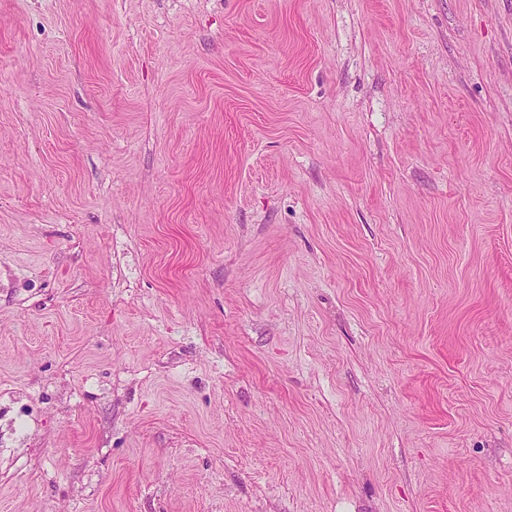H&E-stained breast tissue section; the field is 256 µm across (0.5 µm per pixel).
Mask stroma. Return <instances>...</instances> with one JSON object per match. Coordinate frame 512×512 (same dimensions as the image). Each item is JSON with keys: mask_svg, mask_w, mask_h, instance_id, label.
Segmentation results:
<instances>
[{"mask_svg": "<svg viewBox=\"0 0 512 512\" xmlns=\"http://www.w3.org/2000/svg\"><path fill=\"white\" fill-rule=\"evenodd\" d=\"M0 512H512V0H0Z\"/></svg>", "mask_w": 512, "mask_h": 512, "instance_id": "obj_1", "label": "stroma"}]
</instances>
